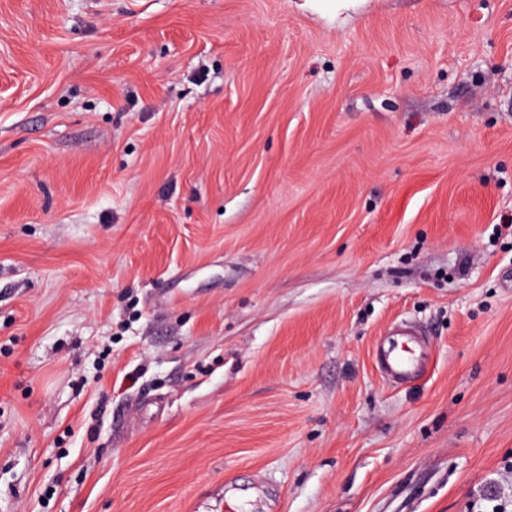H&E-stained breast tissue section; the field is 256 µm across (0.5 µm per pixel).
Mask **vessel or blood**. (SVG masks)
<instances>
[{
  "label": "vessel or blood",
  "mask_w": 512,
  "mask_h": 512,
  "mask_svg": "<svg viewBox=\"0 0 512 512\" xmlns=\"http://www.w3.org/2000/svg\"><path fill=\"white\" fill-rule=\"evenodd\" d=\"M398 340L382 342L377 348L378 365L383 376L394 384L418 378L427 360L428 342L419 329L398 327Z\"/></svg>",
  "instance_id": "vessel-or-blood-1"
}]
</instances>
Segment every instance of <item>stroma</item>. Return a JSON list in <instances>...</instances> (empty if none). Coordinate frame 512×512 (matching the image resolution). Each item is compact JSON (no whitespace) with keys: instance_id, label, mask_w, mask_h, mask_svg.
<instances>
[{"instance_id":"obj_1","label":"stroma","mask_w":512,"mask_h":512,"mask_svg":"<svg viewBox=\"0 0 512 512\" xmlns=\"http://www.w3.org/2000/svg\"><path fill=\"white\" fill-rule=\"evenodd\" d=\"M496 495L512 0H0V512ZM396 334L406 336L404 347L397 341L382 342L377 348L378 365L383 376L393 384H401L418 378L427 360L428 342L421 336L424 334L415 327L402 325Z\"/></svg>"}]
</instances>
